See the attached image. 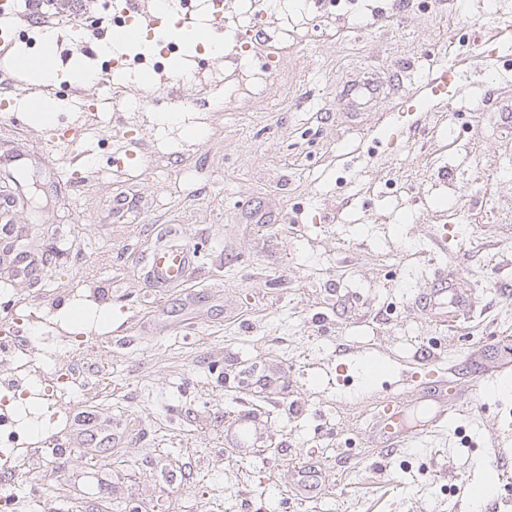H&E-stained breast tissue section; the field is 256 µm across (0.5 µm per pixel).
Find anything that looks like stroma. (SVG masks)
Here are the masks:
<instances>
[{
  "label": "stroma",
  "mask_w": 512,
  "mask_h": 512,
  "mask_svg": "<svg viewBox=\"0 0 512 512\" xmlns=\"http://www.w3.org/2000/svg\"><path fill=\"white\" fill-rule=\"evenodd\" d=\"M512 0H288L265 31L272 61L232 23L198 27L225 53L269 67L250 105L220 102L224 64L178 40L163 73L98 77L117 46L108 29L79 45L69 31H32L51 48L54 91L25 76L5 86L0 250L16 241L45 257L42 274L0 261V322L32 309V370L0 361V377L40 383L47 366L75 367L71 398L32 429L20 467L0 474L15 512H512V389L474 390L512 342V138L480 106L512 95V74L464 55L471 18L497 19ZM289 39H282V30ZM439 47L466 92L422 97ZM88 77L77 82L75 68ZM205 68V82L186 72ZM375 77L380 91L343 108L345 86ZM52 105L35 124L29 95ZM80 129L76 144L47 149ZM83 164V180L68 173ZM193 253L187 282L155 287L152 254ZM478 301L473 315L423 310L430 279ZM455 368L461 398L447 429L384 454L379 401L400 392L406 423L425 418L434 381ZM95 412L116 435L89 454L74 419ZM254 413L261 446L224 443ZM319 471L307 493L298 473ZM493 480L489 496L474 491Z\"/></svg>",
  "instance_id": "35a3bbf8"
}]
</instances>
